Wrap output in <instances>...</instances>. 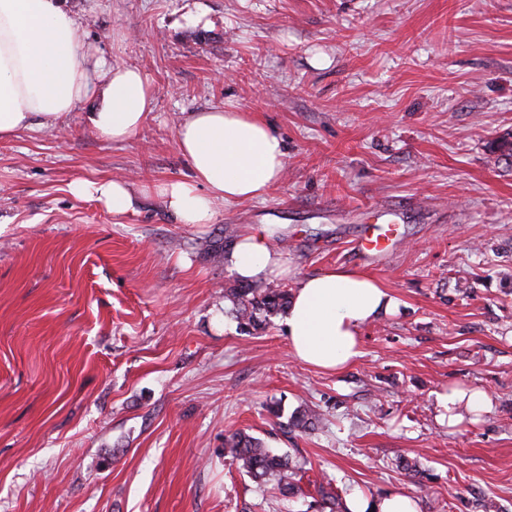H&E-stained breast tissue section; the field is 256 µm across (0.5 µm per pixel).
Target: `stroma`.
Listing matches in <instances>:
<instances>
[{
	"mask_svg": "<svg viewBox=\"0 0 512 512\" xmlns=\"http://www.w3.org/2000/svg\"><path fill=\"white\" fill-rule=\"evenodd\" d=\"M62 3L85 44L149 74L154 106L122 142L89 126L92 100L0 140V512H312L322 485L512 512V165L490 147L512 133V0ZM227 102L283 140L264 199L181 224L153 194L118 219L72 193L185 178L179 124ZM388 222L398 244L364 262L363 226ZM259 224L284 288L342 267L395 298L345 370L291 357L286 310L240 327L224 247ZM453 386L491 411L441 425ZM304 410L323 423L284 433ZM236 431L303 461L302 494L225 459Z\"/></svg>",
	"mask_w": 512,
	"mask_h": 512,
	"instance_id": "obj_1",
	"label": "stroma"
}]
</instances>
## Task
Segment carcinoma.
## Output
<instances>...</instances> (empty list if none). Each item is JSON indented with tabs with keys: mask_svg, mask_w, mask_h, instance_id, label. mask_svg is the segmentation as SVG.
<instances>
[{
	"mask_svg": "<svg viewBox=\"0 0 512 512\" xmlns=\"http://www.w3.org/2000/svg\"><path fill=\"white\" fill-rule=\"evenodd\" d=\"M224 298L236 309L240 324L256 325L258 314L272 313L288 303V291L280 284L264 288H230L224 290ZM321 421L318 413H297L290 421L294 428L306 431ZM224 456L237 468L263 485L282 495L302 492L299 473L302 466L290 457L277 455L266 448L263 442L243 432H235L224 438Z\"/></svg>",
	"mask_w": 512,
	"mask_h": 512,
	"instance_id": "carcinoma-1",
	"label": "carcinoma"
}]
</instances>
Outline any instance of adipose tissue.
<instances>
[{
	"label": "adipose tissue",
	"mask_w": 512,
	"mask_h": 512,
	"mask_svg": "<svg viewBox=\"0 0 512 512\" xmlns=\"http://www.w3.org/2000/svg\"><path fill=\"white\" fill-rule=\"evenodd\" d=\"M93 98L100 104L89 122L113 142L138 131L154 105L148 75L85 47L75 16L59 0H0V139L56 122ZM177 145L189 178L137 190L119 179L84 180L71 191L116 217L134 213L140 195L153 193L179 223L210 224L219 205L265 198L284 176L280 136L257 115L230 104L193 113L178 127ZM224 264L247 282L292 273L265 224L242 233L225 252ZM395 307L390 291L361 271L334 268L305 276L286 318L290 354L321 371H341L361 356L363 327ZM436 406L438 421L455 427L492 403L485 391L455 388L438 395ZM346 507L419 512L416 498L403 491L367 496L354 490Z\"/></svg>",
	"instance_id": "adipose-tissue-1"
}]
</instances>
